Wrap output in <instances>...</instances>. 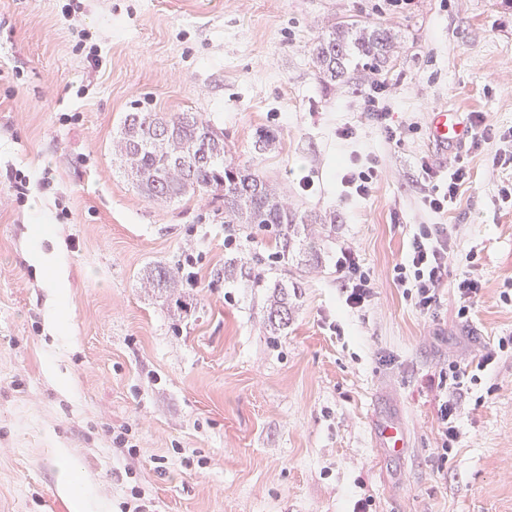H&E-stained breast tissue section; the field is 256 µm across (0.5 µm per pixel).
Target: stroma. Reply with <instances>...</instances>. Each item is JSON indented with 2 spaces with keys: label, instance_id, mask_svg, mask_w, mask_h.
<instances>
[{
  "label": "stroma",
  "instance_id": "1",
  "mask_svg": "<svg viewBox=\"0 0 512 512\" xmlns=\"http://www.w3.org/2000/svg\"><path fill=\"white\" fill-rule=\"evenodd\" d=\"M0 0V512H74L60 493L68 460L87 512H512V354L472 386L447 459L433 428L449 393L441 369L512 336V165L493 149L439 158L431 108L486 113L512 131V5L507 0ZM381 22L395 54L379 73L399 128L390 143L363 112L368 84L325 85L309 48L332 22ZM97 62H90L89 52ZM201 112L226 157L257 168L313 227L319 265L277 259L273 235L224 222L213 195L140 194L112 153L130 112ZM352 126L356 136L339 139ZM273 128L275 149L253 150ZM375 158L385 178L351 196L340 165ZM447 175L471 169L447 212L425 210L420 158ZM29 184L17 199L9 180ZM44 221L68 265L66 322L27 254ZM420 224H455L456 273L476 271L469 326L444 288L435 318L404 297L392 268ZM233 237L225 246V237ZM355 242L377 297L359 312L338 298L336 250ZM244 262L228 279L224 263ZM190 266L200 285L183 314L144 287L156 263ZM296 285L288 327L266 324L268 284ZM405 422L392 458L375 420ZM128 428L134 452L112 445Z\"/></svg>",
  "mask_w": 512,
  "mask_h": 512
}]
</instances>
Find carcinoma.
Instances as JSON below:
<instances>
[{"mask_svg": "<svg viewBox=\"0 0 512 512\" xmlns=\"http://www.w3.org/2000/svg\"><path fill=\"white\" fill-rule=\"evenodd\" d=\"M395 35L379 23L339 21L317 37L311 57L322 81L333 84L365 71H382L393 57ZM113 149L148 199H178L188 194L224 198V223L251 224L268 231L287 255L300 241V225L336 223V216L298 214L259 171L225 159L224 132L199 112L163 114L130 112ZM148 283L170 294L174 305L187 310L179 273L157 265ZM292 319L288 284L277 282L267 307V322L278 332Z\"/></svg>", "mask_w": 512, "mask_h": 512, "instance_id": "carcinoma-1", "label": "carcinoma"}]
</instances>
